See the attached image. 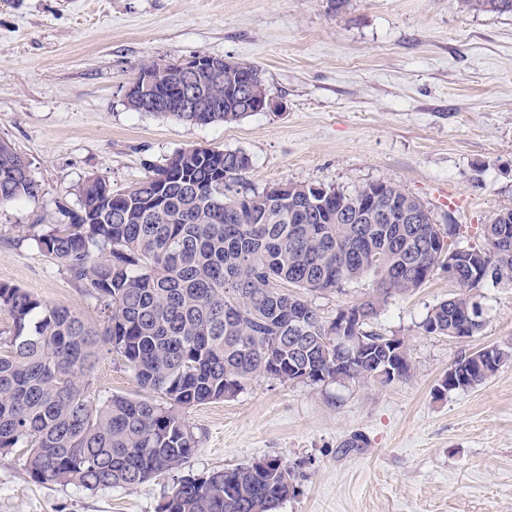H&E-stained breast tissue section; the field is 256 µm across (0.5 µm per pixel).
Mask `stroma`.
<instances>
[{
  "instance_id": "35a3bbf8",
  "label": "stroma",
  "mask_w": 512,
  "mask_h": 512,
  "mask_svg": "<svg viewBox=\"0 0 512 512\" xmlns=\"http://www.w3.org/2000/svg\"><path fill=\"white\" fill-rule=\"evenodd\" d=\"M202 53L256 66L278 108L196 126L128 107L143 61ZM0 140L40 187L0 210V283L94 323L99 301L34 234L78 211L75 188L88 177L124 190L188 146L249 154L245 190L395 183L431 210L450 246L483 250L482 225L512 208V15L463 0H347L338 12L330 0H0ZM456 291L437 273L373 321L405 340L407 381L256 378L186 410L197 453L134 487L34 483L18 448L0 460V512H159L181 479L267 458L293 474L278 512H512V360L477 388L434 395L461 357L512 348V286L475 288L478 335L424 333L428 309ZM111 394L145 391L105 349L86 396ZM354 437L359 447L345 449Z\"/></svg>"
}]
</instances>
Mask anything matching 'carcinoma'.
<instances>
[{"label": "carcinoma", "instance_id": "carcinoma-1", "mask_svg": "<svg viewBox=\"0 0 512 512\" xmlns=\"http://www.w3.org/2000/svg\"><path fill=\"white\" fill-rule=\"evenodd\" d=\"M479 13L511 14L512 0H465ZM171 66L144 92L133 83L128 106L163 113L193 125L231 123L252 115V95L269 93L258 68L212 64L197 69L199 87L224 105L222 112H177L183 91ZM251 167L239 150L186 147L174 160L123 191L93 176L76 188L79 211L67 224H49L35 235L41 252L59 262L104 307L102 324L75 308L52 304L10 284H0V310L12 331L0 337V454L26 449L23 467L39 484L87 490L132 487L184 465L199 448L184 410L237 395L260 376L283 383L308 371L302 383L330 376L378 381L388 336L368 329L393 296L408 295L442 270L438 249L424 243L435 224L418 198L387 181L345 192L331 186L289 183L288 195L252 192L236 203L232 182ZM39 186L26 159L0 141V209L34 197ZM419 213L411 222L407 214ZM489 242L486 280L512 283V208L482 227ZM366 276L374 287L349 305L364 315L365 355L336 359L326 339L330 324L306 298L342 291ZM458 293L428 310L421 328L454 337L478 334L465 268ZM122 358L138 383L157 394L108 395L89 404L86 391L103 344ZM398 377L411 376L404 339H397ZM454 363L456 382L434 395L470 390L512 360V350L491 347ZM289 471L276 458L213 470L199 484L180 481L160 512H276L287 499Z\"/></svg>", "mask_w": 512, "mask_h": 512}]
</instances>
